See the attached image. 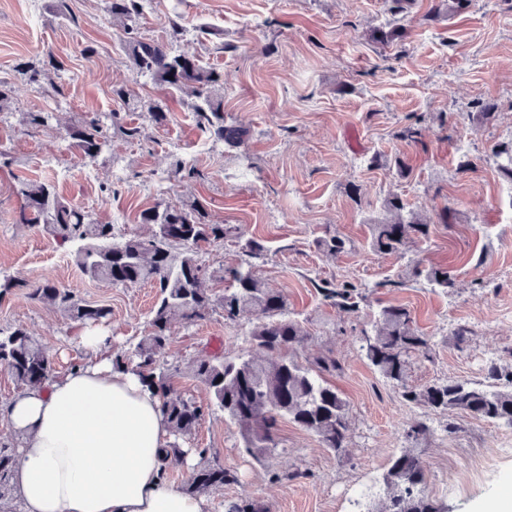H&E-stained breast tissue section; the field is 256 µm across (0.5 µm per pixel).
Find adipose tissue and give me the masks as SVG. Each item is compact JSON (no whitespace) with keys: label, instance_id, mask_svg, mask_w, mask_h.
<instances>
[{"label":"adipose tissue","instance_id":"ef3b65f1","mask_svg":"<svg viewBox=\"0 0 512 512\" xmlns=\"http://www.w3.org/2000/svg\"><path fill=\"white\" fill-rule=\"evenodd\" d=\"M78 342L83 364L0 404L20 442L11 485L23 512H210L161 473L169 428L158 397L136 371L113 370L101 330Z\"/></svg>","mask_w":512,"mask_h":512}]
</instances>
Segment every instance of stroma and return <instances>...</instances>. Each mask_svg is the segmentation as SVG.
I'll use <instances>...</instances> for the list:
<instances>
[{"label":"stroma","instance_id":"obj_1","mask_svg":"<svg viewBox=\"0 0 512 512\" xmlns=\"http://www.w3.org/2000/svg\"><path fill=\"white\" fill-rule=\"evenodd\" d=\"M451 0H417L407 15L390 0H150L140 21L143 37L198 57L224 76V119L250 136L240 151L201 133L192 100L169 94L135 76L103 0H69L78 24L63 19L53 0H0V78L17 79L25 62L46 52L62 60V94L47 98L32 85L12 111L0 112V278L51 281L78 298L109 306L105 327L112 347L125 350L147 334L156 290L147 284L115 287L89 279L70 251L19 223L18 177L52 184L59 196L112 224L116 237L145 233L139 213L160 201H199L214 224L239 227L241 238L201 244L206 267L243 262L244 239L264 247L254 265L268 287L283 291L292 317L312 337L293 356L305 366L336 358L326 384L349 404L350 447L339 456L288 419H279L280 451L259 466L241 450L238 424L214 411L190 445L211 448L238 483L209 493L211 512L228 498H248L270 512H355L369 480L404 447L403 425L428 419L434 436L425 454V490L448 512H477L512 491V428L462 419L448 433L447 414L407 404L374 371L360 349L361 330L380 306L412 313L430 338V359H413L408 381L482 380L488 361L512 362V183L503 179L491 149L512 139V0H472L463 12ZM184 30L171 36V11ZM395 25L407 35L397 45L373 42L371 32ZM207 36H200V29ZM93 57H85L86 45ZM128 84L140 97L166 104L172 119L155 127L147 113L112 96ZM496 103L480 123L481 103ZM54 109L57 122L33 128L25 113ZM89 112H116L142 126L131 143L113 137L95 158L70 149L66 128ZM418 123L409 143L399 131ZM193 152L197 178L169 176L170 157ZM404 159L408 175L395 161ZM470 170L459 168L460 161ZM153 184H146V177ZM398 196L431 226L428 239L400 254L373 252L370 218L386 198ZM335 235L346 248L324 252L319 241ZM445 267L451 291L426 280L393 287L405 268ZM348 281L368 289L358 311H343L321 296L322 281ZM470 341L454 347L457 325ZM251 317L225 322L215 311L191 325L174 324L170 364L211 351L237 359L253 354ZM25 328L48 346L56 373L83 362L80 326L59 311L17 291L0 299V329Z\"/></svg>","mask_w":512,"mask_h":512}]
</instances>
